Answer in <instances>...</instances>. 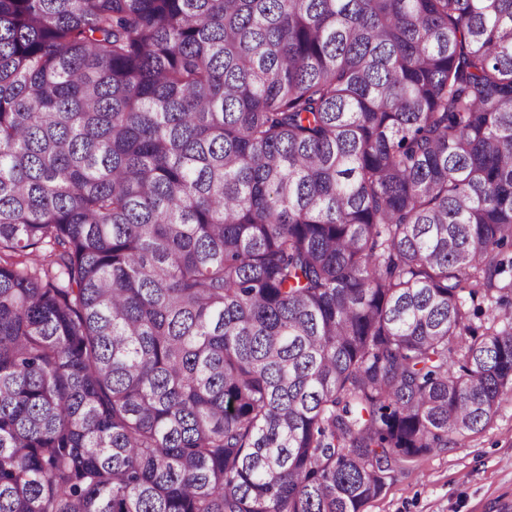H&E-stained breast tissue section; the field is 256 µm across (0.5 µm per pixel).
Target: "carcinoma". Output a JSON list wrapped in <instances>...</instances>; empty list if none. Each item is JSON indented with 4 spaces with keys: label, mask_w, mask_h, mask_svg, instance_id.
I'll return each instance as SVG.
<instances>
[{
    "label": "carcinoma",
    "mask_w": 512,
    "mask_h": 512,
    "mask_svg": "<svg viewBox=\"0 0 512 512\" xmlns=\"http://www.w3.org/2000/svg\"><path fill=\"white\" fill-rule=\"evenodd\" d=\"M506 392L512 0H0V512H361Z\"/></svg>",
    "instance_id": "carcinoma-1"
}]
</instances>
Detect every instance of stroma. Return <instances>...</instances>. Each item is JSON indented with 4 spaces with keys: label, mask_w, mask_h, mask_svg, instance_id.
I'll return each instance as SVG.
<instances>
[{
    "label": "stroma",
    "mask_w": 512,
    "mask_h": 512,
    "mask_svg": "<svg viewBox=\"0 0 512 512\" xmlns=\"http://www.w3.org/2000/svg\"><path fill=\"white\" fill-rule=\"evenodd\" d=\"M362 512H512V394L484 431L406 464Z\"/></svg>",
    "instance_id": "1"
}]
</instances>
